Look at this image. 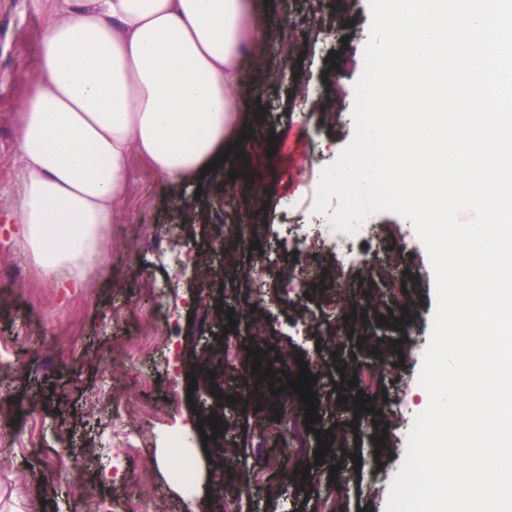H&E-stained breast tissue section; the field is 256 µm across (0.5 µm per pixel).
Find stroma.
Wrapping results in <instances>:
<instances>
[{
    "label": "stroma",
    "instance_id": "obj_1",
    "mask_svg": "<svg viewBox=\"0 0 512 512\" xmlns=\"http://www.w3.org/2000/svg\"><path fill=\"white\" fill-rule=\"evenodd\" d=\"M49 7L50 0H0V267H13L18 275L15 284L0 287V403L6 408L0 416V512H86L91 496L101 512H114V499L131 479L153 490L142 512H220L218 501L186 492L157 457L198 423L208 405L195 360L209 354L211 338L231 320L237 356L224 366V393L236 402L230 411L236 434L224 471L244 512H318L329 472L341 512H385L407 432L422 410L418 375L436 304L429 257L410 221L391 213L371 216L380 234L356 243L357 262L345 288L320 269L310 281H289L261 333L242 319L254 297L240 292L217 303L195 270L162 266L151 248L165 238L174 206L184 201L200 216L187 232L190 241L217 259L221 244L212 225H243L235 249L244 260L273 250L292 225L324 222L314 210L318 184L312 174L333 162L354 133L351 110L364 67L368 0H269L271 19L285 15L301 27L321 24L329 39L319 47L296 41L288 57L271 40L244 54L236 95L247 137L239 142L240 157H229L224 167H242L248 178L202 184L192 177L171 188L146 162L132 160L128 194L116 204L108 228L105 264L84 287L67 291L41 273L6 224L21 179L15 118L37 72L38 36ZM332 52L338 58L331 65ZM279 67L281 79L268 81L267 70ZM309 89L313 97L299 104ZM272 136L287 138V147L271 150ZM388 245L408 250L402 278L407 299L394 308L376 302L379 285L366 268L367 261L384 260ZM339 290L347 309L332 328L321 316ZM161 303L169 310L162 325L169 340L145 344L120 314L148 315ZM306 315L318 324L312 335H296L293 325ZM388 315L397 326L383 324ZM281 348L309 360L317 429L332 428L347 439L323 464L307 460L305 477L279 464L282 437L267 436L269 414L246 403L251 383L241 356L256 350L273 360ZM350 379L355 387H347ZM360 392L371 412L356 417L327 405L337 394L352 401ZM116 402L128 410L126 427L138 436L142 456H125L122 439L112 434ZM385 402L396 418L382 433L376 408ZM160 404L167 419L154 417ZM378 435L383 445H375ZM260 438L261 448L255 445ZM34 440L39 449H31Z\"/></svg>",
    "mask_w": 512,
    "mask_h": 512
}]
</instances>
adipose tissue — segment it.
<instances>
[{"label":"adipose tissue","instance_id":"ef3b65f1","mask_svg":"<svg viewBox=\"0 0 512 512\" xmlns=\"http://www.w3.org/2000/svg\"><path fill=\"white\" fill-rule=\"evenodd\" d=\"M267 32L254 0H54L18 109L10 204L44 275L95 268L132 158L169 186L220 160L242 55Z\"/></svg>","mask_w":512,"mask_h":512}]
</instances>
